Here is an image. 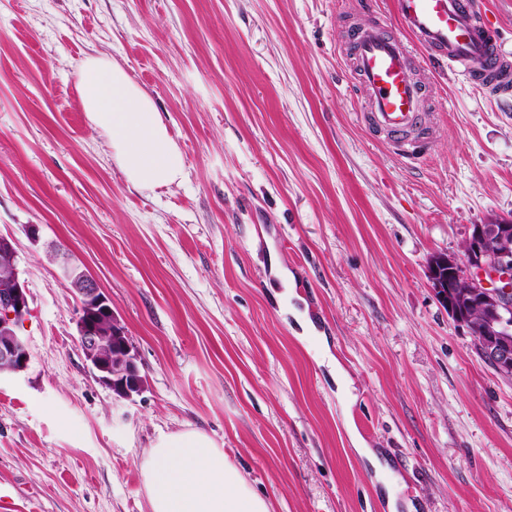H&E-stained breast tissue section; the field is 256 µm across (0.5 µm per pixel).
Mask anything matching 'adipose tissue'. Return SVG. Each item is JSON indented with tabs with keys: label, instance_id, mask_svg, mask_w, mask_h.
Instances as JSON below:
<instances>
[{
	"label": "adipose tissue",
	"instance_id": "ef3b65f1",
	"mask_svg": "<svg viewBox=\"0 0 512 512\" xmlns=\"http://www.w3.org/2000/svg\"><path fill=\"white\" fill-rule=\"evenodd\" d=\"M78 93L91 125L112 142L127 181L138 189L178 182L183 155L153 100L122 66L90 56L78 70ZM150 512H269L259 496L205 433L164 435L142 465Z\"/></svg>",
	"mask_w": 512,
	"mask_h": 512
}]
</instances>
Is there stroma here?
Here are the masks:
<instances>
[{"instance_id":"1","label":"stroma","mask_w":512,"mask_h":512,"mask_svg":"<svg viewBox=\"0 0 512 512\" xmlns=\"http://www.w3.org/2000/svg\"><path fill=\"white\" fill-rule=\"evenodd\" d=\"M351 22L403 33L392 0H0V234L29 299L28 367L0 379L16 512H149L142 461L190 427L271 512H512V380L426 276L512 219V102L436 73L430 149L400 160L358 119ZM97 55L155 101L180 182L127 185L77 92ZM55 249L111 300L139 395L86 361Z\"/></svg>"}]
</instances>
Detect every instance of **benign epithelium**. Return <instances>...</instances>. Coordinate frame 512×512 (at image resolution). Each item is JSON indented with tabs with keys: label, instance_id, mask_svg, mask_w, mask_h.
<instances>
[{
	"label": "benign epithelium",
	"instance_id": "7a95c632",
	"mask_svg": "<svg viewBox=\"0 0 512 512\" xmlns=\"http://www.w3.org/2000/svg\"><path fill=\"white\" fill-rule=\"evenodd\" d=\"M67 280L75 281L86 301H104L97 283L77 275L69 261L62 260ZM427 277L437 299L454 321L475 337L480 359L498 374L512 379V220L474 224L459 254L436 255L427 266ZM29 311L27 288L18 277L0 286V376L23 372L30 354L17 335ZM481 314L476 320L472 312ZM126 335L112 312L103 309L96 322L80 324V347L97 373V379L120 398L140 389L139 370L131 345L126 355L112 356V337Z\"/></svg>",
	"mask_w": 512,
	"mask_h": 512
}]
</instances>
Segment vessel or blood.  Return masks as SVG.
Segmentation results:
<instances>
[{"mask_svg":"<svg viewBox=\"0 0 512 512\" xmlns=\"http://www.w3.org/2000/svg\"><path fill=\"white\" fill-rule=\"evenodd\" d=\"M394 15L406 39L381 24L351 30L352 71L364 122L385 132L398 156L416 161L428 150L427 141L415 136L426 122L427 91L411 74V48L502 100L512 98V52L490 35L475 0H394Z\"/></svg>","mask_w":512,"mask_h":512,"instance_id":"vessel-or-blood-1","label":"vessel or blood"}]
</instances>
